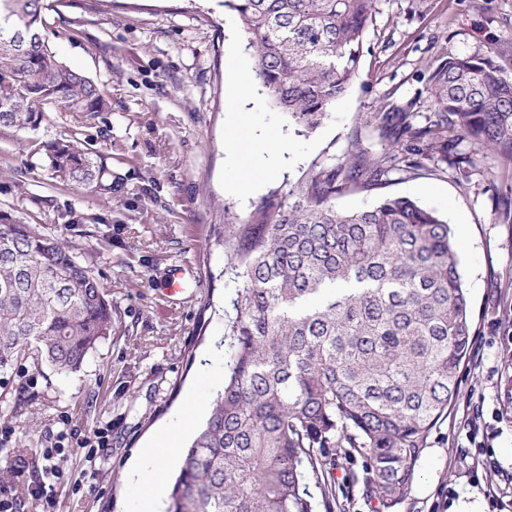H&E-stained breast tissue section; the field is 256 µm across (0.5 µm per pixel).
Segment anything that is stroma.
Here are the masks:
<instances>
[{"label":"stroma","instance_id":"1","mask_svg":"<svg viewBox=\"0 0 512 512\" xmlns=\"http://www.w3.org/2000/svg\"><path fill=\"white\" fill-rule=\"evenodd\" d=\"M46 37L67 65L103 91L109 108L85 119L59 106L31 133L0 130V210L47 224L91 265L115 306L112 334L67 378L32 376L40 398L24 423H0V444L19 473L9 485L19 512L50 489L53 512H138L130 472L142 450L180 419L190 400L207 405L224 384V310L239 283L210 246L225 212L246 216L271 194L287 196L318 164L340 165L362 142L388 147L383 120L437 121L432 77L453 57L493 61L512 76V0H377L357 77L329 119L298 133L264 94L243 103L239 73L255 59L224 0H45ZM249 120L232 126L231 110ZM286 145L273 175L247 182L269 156L260 132ZM77 140L103 154L117 189L100 193L51 179L44 152L26 140ZM468 163L462 180L458 166ZM493 160L463 140L447 161L430 162L365 190L337 196L340 209L405 196L447 219L470 297L472 356L459 373L460 399L432 430L413 489L397 512H488L485 479L471 472L473 444L461 425L465 395L485 416L512 412V377L499 370L493 322L512 317V224L502 221L512 174L490 177ZM183 291L168 295L170 275ZM213 288L215 313L198 322L197 299ZM100 446L81 447L93 429ZM365 460L336 470L335 512H376L363 484ZM455 496L443 500L442 493Z\"/></svg>","mask_w":512,"mask_h":512}]
</instances>
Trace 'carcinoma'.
I'll return each instance as SVG.
<instances>
[{
  "label": "carcinoma",
  "mask_w": 512,
  "mask_h": 512,
  "mask_svg": "<svg viewBox=\"0 0 512 512\" xmlns=\"http://www.w3.org/2000/svg\"><path fill=\"white\" fill-rule=\"evenodd\" d=\"M376 0H224L273 107L317 128L357 76ZM43 0H0V128L36 130L57 104L88 119L109 102L41 34ZM440 120L389 132L448 160L468 138L512 165V76L456 57L434 73ZM52 177L112 183L96 154L42 145ZM395 146L360 142L340 166L310 168L240 218L224 208L214 244L240 282L224 331V384L182 449L164 512H332L335 449L364 455L377 512L411 493L431 431L459 395L470 353V301L448 221L406 197L357 211L336 196L403 170ZM112 334V298L92 267L45 224L0 211V420L16 423L38 393L30 372L80 371ZM321 490L317 501L308 483Z\"/></svg>",
  "instance_id": "1"
}]
</instances>
